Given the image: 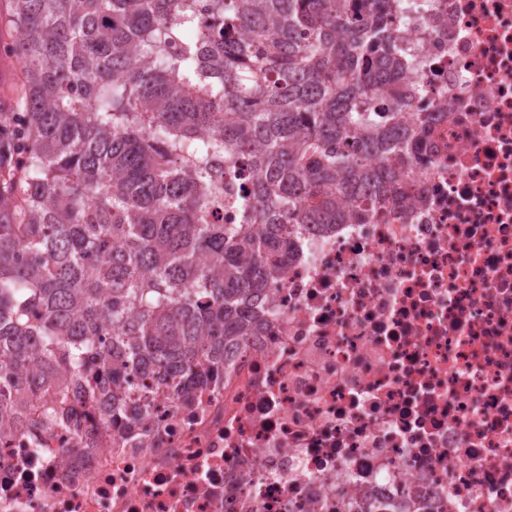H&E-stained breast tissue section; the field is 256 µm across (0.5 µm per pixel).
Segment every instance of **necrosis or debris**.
Listing matches in <instances>:
<instances>
[{
	"instance_id": "1",
	"label": "necrosis or debris",
	"mask_w": 512,
	"mask_h": 512,
	"mask_svg": "<svg viewBox=\"0 0 512 512\" xmlns=\"http://www.w3.org/2000/svg\"><path fill=\"white\" fill-rule=\"evenodd\" d=\"M427 145L400 190L300 224L218 385L132 374L127 431L53 396L0 438V512H512V0H416Z\"/></svg>"
}]
</instances>
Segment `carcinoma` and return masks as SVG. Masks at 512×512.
I'll list each match as a JSON object with an SVG mask.
<instances>
[{
    "mask_svg": "<svg viewBox=\"0 0 512 512\" xmlns=\"http://www.w3.org/2000/svg\"><path fill=\"white\" fill-rule=\"evenodd\" d=\"M25 68L0 107V436L26 402L67 403L125 371L179 400L246 345L247 306L298 224H342L398 191L386 160L424 144L403 123L410 0H7ZM388 98V123L374 101ZM245 158V224H216L223 165Z\"/></svg>",
    "mask_w": 512,
    "mask_h": 512,
    "instance_id": "cac0c4a2",
    "label": "carcinoma"
}]
</instances>
